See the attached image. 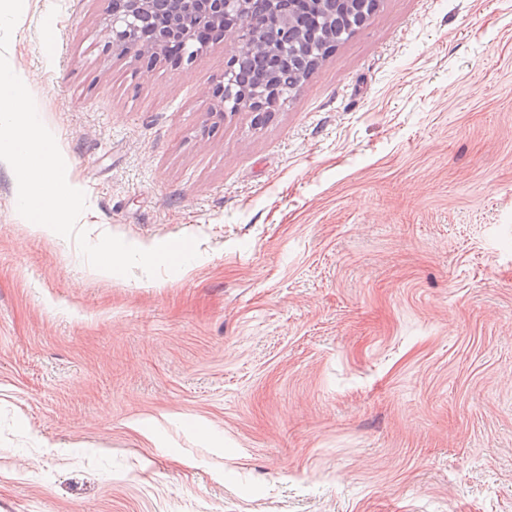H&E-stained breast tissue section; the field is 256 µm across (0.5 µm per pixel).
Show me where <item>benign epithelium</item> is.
Segmentation results:
<instances>
[{"label": "benign epithelium", "mask_w": 512, "mask_h": 512, "mask_svg": "<svg viewBox=\"0 0 512 512\" xmlns=\"http://www.w3.org/2000/svg\"><path fill=\"white\" fill-rule=\"evenodd\" d=\"M378 0H362L360 12L350 28L364 26ZM270 15L261 30L246 16L245 0H108L103 35L112 52L135 55L152 64L176 42L181 44L180 61L188 64L209 44L231 31L237 36L234 54L226 61L224 73L212 92L210 113L224 116L227 111H246L257 124L265 122L280 103L279 85L271 82L260 89L242 84L240 57L247 51H288V46L303 40V34L288 26L294 0H269ZM207 38L196 40L198 30Z\"/></svg>", "instance_id": "7a95c632"}]
</instances>
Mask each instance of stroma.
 I'll return each mask as SVG.
<instances>
[{
  "label": "stroma",
  "mask_w": 512,
  "mask_h": 512,
  "mask_svg": "<svg viewBox=\"0 0 512 512\" xmlns=\"http://www.w3.org/2000/svg\"><path fill=\"white\" fill-rule=\"evenodd\" d=\"M106 8L9 64L90 241L199 255L94 275L0 161V512H512V0H379L264 125L208 111L234 36L149 68Z\"/></svg>",
  "instance_id": "1"
}]
</instances>
